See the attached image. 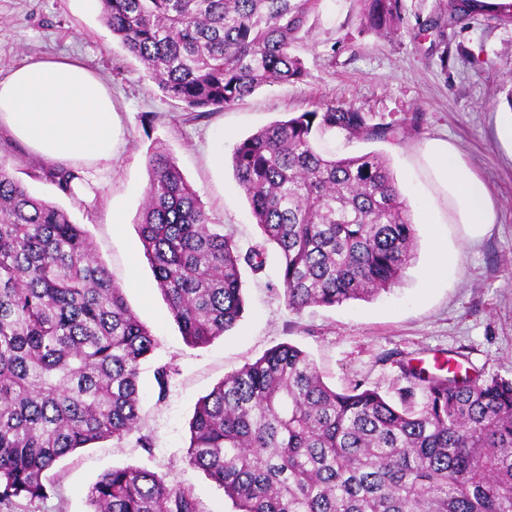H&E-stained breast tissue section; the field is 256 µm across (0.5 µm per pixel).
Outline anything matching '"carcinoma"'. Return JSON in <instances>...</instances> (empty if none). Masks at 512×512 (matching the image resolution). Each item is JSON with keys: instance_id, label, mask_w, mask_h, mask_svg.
I'll return each instance as SVG.
<instances>
[{"instance_id": "1", "label": "carcinoma", "mask_w": 512, "mask_h": 512, "mask_svg": "<svg viewBox=\"0 0 512 512\" xmlns=\"http://www.w3.org/2000/svg\"><path fill=\"white\" fill-rule=\"evenodd\" d=\"M321 0H100L104 24L190 118L256 89L307 76L296 45ZM358 35L403 24L401 0H361ZM512 3L448 0V22ZM327 102L237 143L235 179L277 250L288 309L336 307L397 286L415 258L416 228L387 159L336 158L317 141L408 135ZM41 178L79 200L70 165ZM137 222L144 256L181 335L206 346L244 311L243 269L266 263L211 223L174 158L154 150ZM156 348L123 289L68 211L34 196L0 160V502L43 499L61 458L137 429L139 367ZM394 402L358 382L326 385L309 355L280 344L199 402L188 461L224 489L234 512H512V380L427 373L400 362ZM90 512H202L189 488L114 468L87 493Z\"/></svg>"}]
</instances>
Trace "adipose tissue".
<instances>
[{"label":"adipose tissue","mask_w":512,"mask_h":512,"mask_svg":"<svg viewBox=\"0 0 512 512\" xmlns=\"http://www.w3.org/2000/svg\"><path fill=\"white\" fill-rule=\"evenodd\" d=\"M113 121L110 89L80 59H43L0 76V130L39 159L71 166L110 163ZM422 159L465 240L479 241L497 220L486 184L447 140H430Z\"/></svg>","instance_id":"ef3b65f1"}]
</instances>
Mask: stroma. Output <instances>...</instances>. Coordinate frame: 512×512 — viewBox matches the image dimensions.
<instances>
[{"label":"stroma","mask_w":512,"mask_h":512,"mask_svg":"<svg viewBox=\"0 0 512 512\" xmlns=\"http://www.w3.org/2000/svg\"><path fill=\"white\" fill-rule=\"evenodd\" d=\"M446 0H402L405 24L394 36H358L359 0H323L312 15L309 40L298 53L304 82L265 86L236 105L186 120L182 104L157 84L113 40L97 0H0V73L54 56L76 55L112 88L119 116L112 162L86 170L82 201L37 178L40 159L0 132V157L31 193L68 211L87 231L99 261L124 290L127 303L154 335L157 347L141 364L140 422L123 440L107 439L66 455L47 471L46 499L13 498L0 512H89L87 491L104 472L122 467L151 471L191 488L203 512H233L224 491L189 464V423L199 400L225 376L270 348L291 343L314 360L324 382L343 390L355 383L396 396L407 382L399 360L433 368L435 358H459L468 374L512 379V154L498 123L512 108V22L483 10L426 30ZM326 101L351 102L391 121L418 114L402 141H320L338 156L370 151L387 158L417 224L416 257L402 283L369 300L336 307L289 310L274 253L259 273L245 272V312L237 327L204 347L187 344L156 287L135 223L148 185V155L166 149L199 193L213 223L241 249L261 244V231L238 186L230 156L258 129ZM451 141L498 204V221L478 243L466 244L452 224L422 223L430 206L420 169L428 140ZM220 146L223 164L210 160ZM125 223L114 231L113 211ZM440 233L458 252L457 263L432 275ZM168 366L165 388L154 373ZM149 447H141L139 437Z\"/></svg>","instance_id":"obj_1"}]
</instances>
